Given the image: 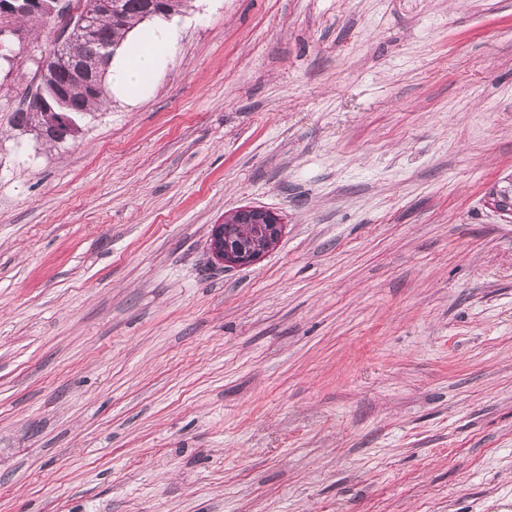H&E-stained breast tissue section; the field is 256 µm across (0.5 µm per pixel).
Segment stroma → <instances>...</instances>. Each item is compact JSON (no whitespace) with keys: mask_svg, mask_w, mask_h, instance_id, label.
Returning a JSON list of instances; mask_svg holds the SVG:
<instances>
[{"mask_svg":"<svg viewBox=\"0 0 512 512\" xmlns=\"http://www.w3.org/2000/svg\"><path fill=\"white\" fill-rule=\"evenodd\" d=\"M55 146L0 64V512H512V0H192ZM279 215L227 269L225 213ZM245 213L248 216L247 224H256L255 236L260 239L247 248L233 244L224 238V223H228L226 232L234 238L248 240V227L246 224H232L237 214ZM223 224H214L209 236V248L212 255L225 268L247 267L256 263L270 248L276 244L281 236L283 225L279 218L271 211L261 207L247 206L224 215Z\"/></svg>","mask_w":512,"mask_h":512,"instance_id":"35a3bbf8","label":"stroma"}]
</instances>
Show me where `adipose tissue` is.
Wrapping results in <instances>:
<instances>
[{
  "label": "adipose tissue",
  "instance_id": "adipose-tissue-1",
  "mask_svg": "<svg viewBox=\"0 0 512 512\" xmlns=\"http://www.w3.org/2000/svg\"><path fill=\"white\" fill-rule=\"evenodd\" d=\"M178 38V30L166 18L154 19L140 37H125L114 49L105 73L111 95L133 104L167 62Z\"/></svg>",
  "mask_w": 512,
  "mask_h": 512
}]
</instances>
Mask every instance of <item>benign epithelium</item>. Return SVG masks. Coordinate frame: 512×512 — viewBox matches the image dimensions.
I'll return each mask as SVG.
<instances>
[{"mask_svg":"<svg viewBox=\"0 0 512 512\" xmlns=\"http://www.w3.org/2000/svg\"><path fill=\"white\" fill-rule=\"evenodd\" d=\"M115 0H96L81 8H76L72 0H0V17L14 18L22 10L40 11L49 14L55 22L52 54L39 62V69L33 83L45 75H63L64 82L56 83L57 97H65L70 88L79 86L93 95L104 92L102 84L103 62L110 42L103 38L99 27V16L112 13ZM96 44L101 49L98 56L85 57V48ZM42 120L28 128L27 133L40 139L52 134L60 142L72 139L75 135L69 116L48 102L42 103ZM240 213L248 216V223L256 225L255 236L260 242L247 248L240 247L224 238L221 224L212 226L209 248L212 255L227 268L247 267L256 263L281 236L282 224L271 211L261 207L247 206L224 215V222L234 223Z\"/></svg>","mask_w":512,"mask_h":512,"instance_id":"7a95c632","label":"benign epithelium"}]
</instances>
